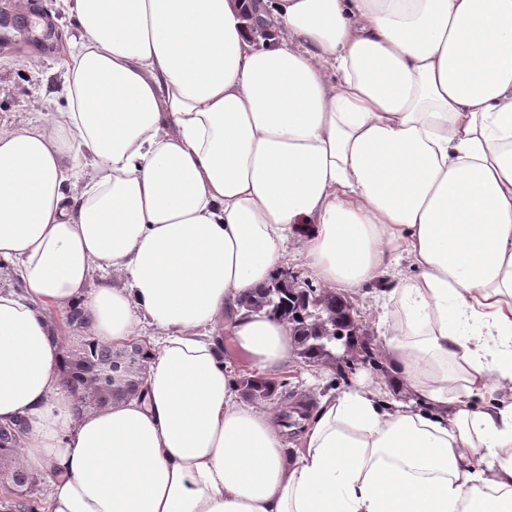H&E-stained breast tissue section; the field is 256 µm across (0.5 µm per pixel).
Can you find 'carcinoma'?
Here are the masks:
<instances>
[{
  "label": "carcinoma",
  "instance_id": "1",
  "mask_svg": "<svg viewBox=\"0 0 512 512\" xmlns=\"http://www.w3.org/2000/svg\"><path fill=\"white\" fill-rule=\"evenodd\" d=\"M250 311L272 313L288 324L294 337L297 362L317 364L334 370L329 389L350 386L349 373L355 365L371 364L383 369L369 340L366 326L351 317L354 303L311 281L300 283L296 278L278 271L269 284L245 300ZM89 314L74 307L66 315L75 343L63 345L65 386L76 396L74 413L103 410L114 402L136 396L142 385L141 376L149 363L147 343L132 340L121 346L100 342L89 333ZM239 381L249 393V399L268 403L275 399L277 388L288 386L287 380L278 384L247 373ZM29 430L18 423L0 426V451L9 453L13 465L12 487L26 491L13 495L11 512H36V494L41 478L28 472L17 462L15 449L22 446Z\"/></svg>",
  "mask_w": 512,
  "mask_h": 512
}]
</instances>
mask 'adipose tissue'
<instances>
[{"mask_svg": "<svg viewBox=\"0 0 512 512\" xmlns=\"http://www.w3.org/2000/svg\"><path fill=\"white\" fill-rule=\"evenodd\" d=\"M65 109L0 124V423L43 512H512V0H65ZM393 311L389 378L288 448V264ZM408 263L401 271L400 263ZM149 330L139 397L83 416L50 314Z\"/></svg>", "mask_w": 512, "mask_h": 512, "instance_id": "1", "label": "adipose tissue"}]
</instances>
